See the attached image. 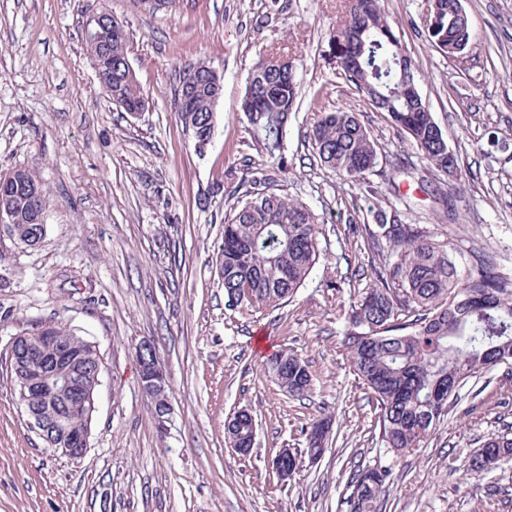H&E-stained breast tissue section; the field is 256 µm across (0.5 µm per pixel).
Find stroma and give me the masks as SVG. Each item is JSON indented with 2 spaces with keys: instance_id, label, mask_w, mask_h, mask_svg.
<instances>
[{
  "instance_id": "1",
  "label": "stroma",
  "mask_w": 512,
  "mask_h": 512,
  "mask_svg": "<svg viewBox=\"0 0 512 512\" xmlns=\"http://www.w3.org/2000/svg\"><path fill=\"white\" fill-rule=\"evenodd\" d=\"M341 0H180L154 13L136 0H0V171L26 168L42 183L46 236L30 247L0 226V512H348L354 470L389 467L382 512H512V461L477 476L472 458L512 429V373L492 368L461 389L421 447L387 454L376 403L342 344L351 293L378 264L351 235L396 211L405 224L454 244L462 264L487 255L512 279V0H462L473 36L457 58L435 51L428 0H381L412 60L421 95L462 171L456 220L422 201L415 179L343 182L308 142L319 113L357 112L378 143L380 167L414 159L328 63ZM108 9L129 37L128 60L147 100L132 116L105 95L83 38ZM297 60L301 99L288 125V195L325 220L324 251L303 287L277 309L249 315L225 304L217 259L224 217L245 166L261 162L241 118L247 78L262 54ZM205 63L224 77L212 144L196 153L177 115L180 78ZM95 342L102 360L86 454L47 448L4 366L12 338L45 322ZM153 342L171 412L158 422L140 381L137 349ZM296 354L310 397L288 396L269 364ZM255 417V446L225 437L235 411ZM331 417L319 461L306 431ZM291 448L298 467H271Z\"/></svg>"
}]
</instances>
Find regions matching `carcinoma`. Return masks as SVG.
Here are the masks:
<instances>
[{
  "instance_id": "1",
  "label": "carcinoma",
  "mask_w": 512,
  "mask_h": 512,
  "mask_svg": "<svg viewBox=\"0 0 512 512\" xmlns=\"http://www.w3.org/2000/svg\"><path fill=\"white\" fill-rule=\"evenodd\" d=\"M425 27L430 44L447 56L471 39L468 16L457 0H432ZM336 70L406 139L428 167L448 176V191L433 195L434 204L455 218L454 192L461 181L456 155L424 100L416 95L417 78L379 0H344L332 29ZM128 36L118 21L102 30L95 49L104 92L124 112L145 109L146 98L128 57ZM196 78L188 103L178 102L185 130H208L211 113L223 92V77L204 63L188 68L181 84ZM299 96L295 66L275 56H262L246 82L241 111L247 131L277 166L258 168L238 205L224 222L220 247L224 262V294L228 306L246 312L274 308L296 294L319 262L320 217L307 204L269 189L286 165L283 141ZM320 165L351 182L365 183L377 172L378 144L359 119L345 110L323 112L309 132ZM0 184V210L11 215L10 232L25 244L42 241L45 224L43 188L25 168L7 172ZM356 224L349 231L383 259L373 269L372 283L353 291L345 317L343 346L353 372L376 401L380 447L400 455L420 447L448 414V401L502 355L512 366V280L479 260L467 267L456 258L451 242L438 240L418 224ZM281 388L296 399L308 397L312 378L306 364L284 351L277 359ZM41 415L56 432L72 429L64 400L43 394ZM512 460V432L487 438L473 467L487 470L486 457ZM390 475L387 468L362 467L351 478L349 512H380V496Z\"/></svg>"
}]
</instances>
